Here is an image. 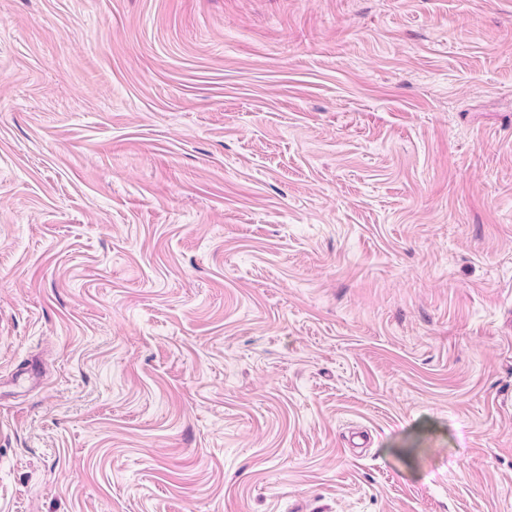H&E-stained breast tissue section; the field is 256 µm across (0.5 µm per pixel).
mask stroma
<instances>
[{
    "label": "stroma",
    "instance_id": "1",
    "mask_svg": "<svg viewBox=\"0 0 512 512\" xmlns=\"http://www.w3.org/2000/svg\"><path fill=\"white\" fill-rule=\"evenodd\" d=\"M0 512H512V0H0Z\"/></svg>",
    "mask_w": 512,
    "mask_h": 512
}]
</instances>
